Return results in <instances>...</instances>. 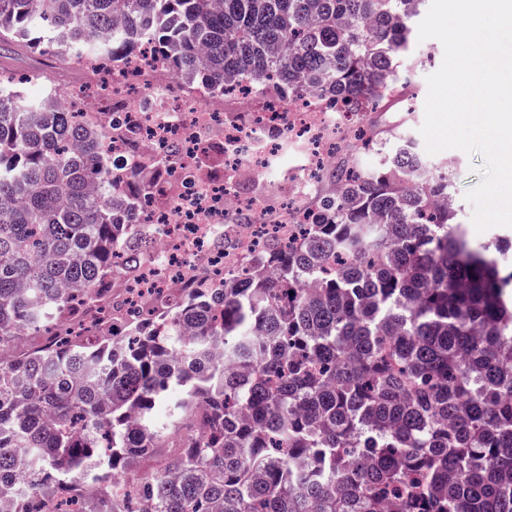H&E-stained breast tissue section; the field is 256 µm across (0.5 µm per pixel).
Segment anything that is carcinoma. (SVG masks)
<instances>
[{
    "label": "carcinoma",
    "instance_id": "cac0c4a2",
    "mask_svg": "<svg viewBox=\"0 0 512 512\" xmlns=\"http://www.w3.org/2000/svg\"><path fill=\"white\" fill-rule=\"evenodd\" d=\"M423 0H0V42L118 66L149 46L229 78L373 112ZM56 102L0 73V512H512V263L476 246L450 174L375 137L373 169L291 245L160 318L6 353L95 300L150 186ZM186 429L151 475H113Z\"/></svg>",
    "mask_w": 512,
    "mask_h": 512
}]
</instances>
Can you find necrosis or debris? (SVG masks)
Wrapping results in <instances>:
<instances>
[{"label": "necrosis or debris", "mask_w": 512, "mask_h": 512, "mask_svg": "<svg viewBox=\"0 0 512 512\" xmlns=\"http://www.w3.org/2000/svg\"><path fill=\"white\" fill-rule=\"evenodd\" d=\"M62 98L89 127L112 123L108 152L125 171L153 177L155 184L134 227L148 249L135 267L113 268L98 302L53 323L57 337L94 334L111 320L113 302L149 315L156 297L222 282L225 272L260 252L265 232L284 241L299 235L309 221L304 202L319 193L321 171L338 154L367 152L365 133L373 128L367 114L347 118L329 102L185 87L151 52L113 71L85 64ZM291 140L305 149L302 174L240 195L239 176L267 169ZM224 238L231 247L215 248Z\"/></svg>", "instance_id": "obj_1"}]
</instances>
